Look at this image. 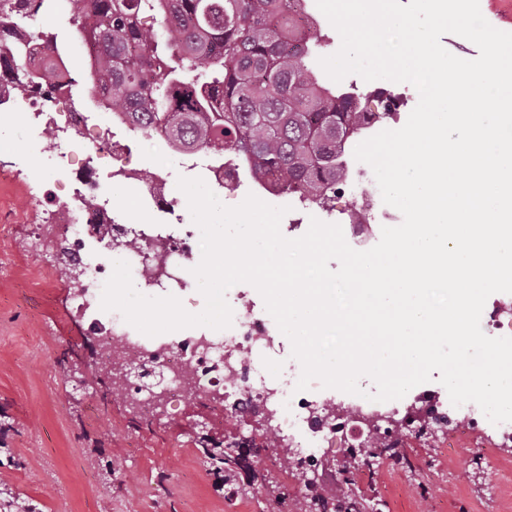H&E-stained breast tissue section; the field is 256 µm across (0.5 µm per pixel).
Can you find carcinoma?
Segmentation results:
<instances>
[{
	"label": "carcinoma",
	"mask_w": 512,
	"mask_h": 512,
	"mask_svg": "<svg viewBox=\"0 0 512 512\" xmlns=\"http://www.w3.org/2000/svg\"><path fill=\"white\" fill-rule=\"evenodd\" d=\"M0 0V59L23 94L66 60L54 33L35 30L44 15L66 21L81 43L97 48L86 85L108 90L107 110L135 108L140 130L161 128L181 149L232 151L283 191L323 204L343 178L345 144L396 107L368 112L357 90L329 87L318 74L322 43L299 32L303 0ZM344 138L336 140V130ZM375 439L343 472L372 467ZM229 496L237 470L202 449ZM295 512H327L319 493Z\"/></svg>",
	"instance_id": "carcinoma-1"
}]
</instances>
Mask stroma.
Masks as SVG:
<instances>
[{
  "mask_svg": "<svg viewBox=\"0 0 512 512\" xmlns=\"http://www.w3.org/2000/svg\"><path fill=\"white\" fill-rule=\"evenodd\" d=\"M0 136V493L41 504V512H266L260 483L227 498L195 445L203 410L173 402L159 417L123 396L104 397L95 376L96 341L80 333L73 283L59 258V229L41 223L37 196L47 173L22 119ZM82 389H75V380ZM471 441L451 453L408 440L415 473L382 461L373 478L341 482V450L326 454L322 495L356 492L386 512H487L501 485L500 512H512V447L493 445L475 462Z\"/></svg>",
  "mask_w": 512,
  "mask_h": 512,
  "instance_id": "35a3bbf8",
  "label": "stroma"
}]
</instances>
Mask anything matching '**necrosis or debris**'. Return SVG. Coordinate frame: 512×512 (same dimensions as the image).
<instances>
[{"label":"necrosis or debris","mask_w":512,"mask_h":512,"mask_svg":"<svg viewBox=\"0 0 512 512\" xmlns=\"http://www.w3.org/2000/svg\"><path fill=\"white\" fill-rule=\"evenodd\" d=\"M71 71L46 77L40 88L15 98L14 112L33 132L52 130L55 146L43 152L44 169L67 184L73 200L66 210L52 207L46 214L59 224L68 251L84 268L87 286L77 291L72 302L83 316L82 333L95 337L104 353L113 354L127 367L141 363L163 369L159 391L135 377L117 384L116 389L138 403L143 411L155 409L159 395L184 401H211L213 393L224 396V409L234 410L244 425L232 436L239 442L249 438L252 423H263V435L274 438L281 448L291 449V461L310 470L336 439L335 425L360 424L373 414L406 421L415 427L429 412L448 417L450 428L436 432L440 447H447L451 429L467 423L480 428L490 439L512 437V422L490 423L473 403L453 406L447 391L420 387L405 398L386 402L370 401L357 395L338 400L322 398L313 390L296 391L300 366L273 374L271 360L281 354L279 329L265 313L257 311L241 285L232 286L233 323L223 330L186 329L153 337L139 332L117 311L100 307L105 282L117 260L127 261L139 293L149 297L178 296L187 291L186 273L201 253L200 233L193 224L175 220L182 201L169 192L175 176L202 178L218 192L237 196L252 177L232 154L216 155L203 150L179 151L158 131L145 139L156 150L151 173H143L131 156L117 153L116 137L130 129L121 112H86L67 90ZM81 154L84 164L74 165ZM111 158L112 179L136 190L137 212L114 211L110 198L98 186L102 159ZM258 196L273 206L286 207L282 221L289 237H297L311 217L301 199L292 198L270 186H258Z\"/></svg>","instance_id":"obj_1"}]
</instances>
